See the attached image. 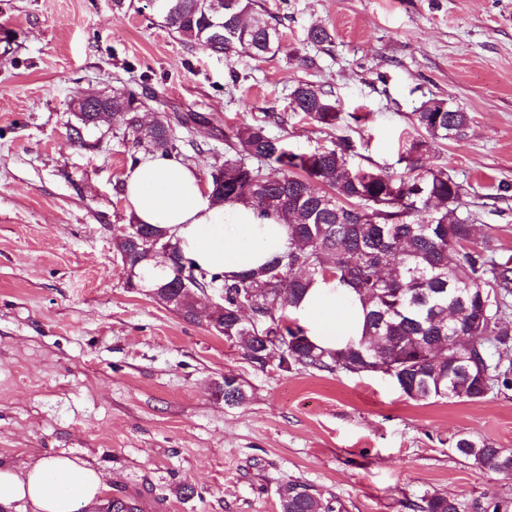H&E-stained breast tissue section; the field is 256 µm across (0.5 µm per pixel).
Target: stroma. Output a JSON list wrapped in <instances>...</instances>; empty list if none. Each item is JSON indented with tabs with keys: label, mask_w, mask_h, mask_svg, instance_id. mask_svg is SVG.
I'll return each mask as SVG.
<instances>
[{
	"label": "stroma",
	"mask_w": 512,
	"mask_h": 512,
	"mask_svg": "<svg viewBox=\"0 0 512 512\" xmlns=\"http://www.w3.org/2000/svg\"><path fill=\"white\" fill-rule=\"evenodd\" d=\"M283 22L274 55L182 42L146 0H0V463L64 453L110 473L105 500L150 512H279L291 479L341 512H419L443 494L478 512L512 478L473 467L457 439L512 451V391L412 401L381 372L258 368L206 317L185 320L128 284L116 239L123 176L145 156L120 126L71 136L76 90L131 89L143 123L180 113V157L208 180L224 129L268 119L290 149L349 138L352 166L402 172L409 116L437 98L470 115L429 166L463 186L475 242L512 257V0H259ZM320 26L330 42L307 40ZM314 66H304V59ZM339 105L326 129L294 111L301 82ZM247 387L224 403L225 374ZM197 495H180L182 484Z\"/></svg>",
	"instance_id": "stroma-1"
}]
</instances>
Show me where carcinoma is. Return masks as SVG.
<instances>
[{
    "label": "carcinoma",
    "instance_id": "obj_1",
    "mask_svg": "<svg viewBox=\"0 0 512 512\" xmlns=\"http://www.w3.org/2000/svg\"><path fill=\"white\" fill-rule=\"evenodd\" d=\"M154 13L187 43L199 44L227 58L239 52L255 57L280 49L281 19L257 0H155ZM291 97L296 110L324 128L339 119L336 102L320 86L302 82ZM430 98L412 113L419 138L411 144L404 172L355 169L346 155L352 144L339 139L334 148L293 152L270 134L267 121L232 126L224 132L227 156L219 182L210 177L219 203H250L288 227V250L258 272L222 278L186 259L163 230L146 225L149 235L169 244L166 257L146 260L122 239L120 253L136 266L138 281L168 287L178 303L172 309L186 319L196 315L194 299L209 289L224 293L217 332L237 344L254 365L267 366L268 348L261 335L285 336L278 366L349 374L373 373L389 360L402 362L396 382L412 401L484 398L494 388L512 389V262L496 261L490 242L465 250L471 240L469 217H460L462 185L441 167H426L424 154L438 140L465 134L470 116L459 108L434 112ZM74 139L100 126L98 102L89 94L73 98ZM143 101L129 91L112 94V123L121 125L135 144L172 154L177 150L172 122L203 120L196 113L163 116L143 127ZM273 164L278 173L268 174ZM188 268L196 281L184 288L169 276V265ZM335 279L352 288L365 312L359 340L340 349L313 344L293 318L315 278ZM468 334L454 363L439 348L448 328ZM224 403L247 399L245 384L224 382ZM455 443L457 452L480 469L504 473L503 452L487 442ZM279 512H335L330 501L304 483L289 480L277 490ZM420 512H465L454 498L434 494L422 499Z\"/></svg>",
    "mask_w": 512,
    "mask_h": 512
}]
</instances>
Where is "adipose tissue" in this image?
<instances>
[{
	"label": "adipose tissue",
	"instance_id": "ef3b65f1",
	"mask_svg": "<svg viewBox=\"0 0 512 512\" xmlns=\"http://www.w3.org/2000/svg\"><path fill=\"white\" fill-rule=\"evenodd\" d=\"M126 206L135 223L171 235L200 268L234 277L259 270L288 248V228L242 203L213 204L197 170L183 160L148 155L123 176ZM294 316L307 337L326 349L358 340L364 310L338 282L316 278ZM105 474L64 455L31 458L23 469L0 464V512L24 502L29 512H100Z\"/></svg>",
	"mask_w": 512,
	"mask_h": 512
}]
</instances>
